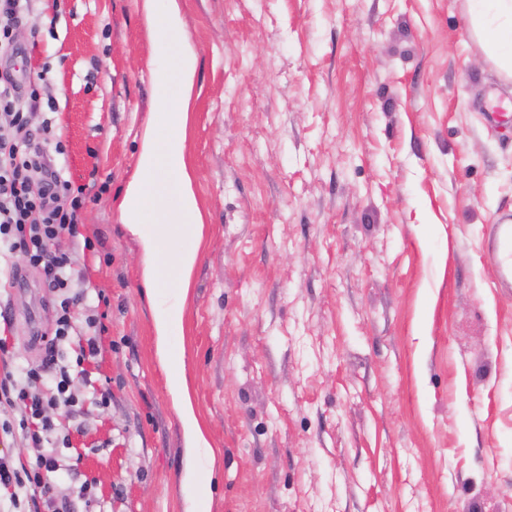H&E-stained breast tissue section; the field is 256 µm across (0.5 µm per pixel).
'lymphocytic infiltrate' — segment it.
<instances>
[{"label": "lymphocytic infiltrate", "mask_w": 512, "mask_h": 512, "mask_svg": "<svg viewBox=\"0 0 512 512\" xmlns=\"http://www.w3.org/2000/svg\"><path fill=\"white\" fill-rule=\"evenodd\" d=\"M36 93H23L12 72L0 74V262L21 256L40 269L46 288L61 294L55 329L47 342V356L40 367H19L0 373V430L20 429L39 453L22 468L0 458V487L10 488L0 498V512H70V504L53 495V480L67 465L59 451L60 423L56 409L70 421L81 422L82 401L71 390L70 367L60 364L61 345L75 344L76 365L97 359L100 334L80 333L72 307L73 261L52 247L62 236L82 238L85 251H95L91 238L80 235L85 205L82 189L59 171L49 170L41 144L33 141L27 114L35 110Z\"/></svg>", "instance_id": "obj_1"}]
</instances>
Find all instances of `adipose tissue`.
<instances>
[{
  "label": "adipose tissue",
  "mask_w": 512,
  "mask_h": 512,
  "mask_svg": "<svg viewBox=\"0 0 512 512\" xmlns=\"http://www.w3.org/2000/svg\"><path fill=\"white\" fill-rule=\"evenodd\" d=\"M473 32L499 72L512 77V0H466ZM146 21L155 42H182L184 29L174 5L158 8L155 0L145 2ZM197 56L184 46L175 62L153 66L156 94V122L144 134L136 171L120 203V216L142 246L147 262L146 287H165L156 270L164 264L180 289L189 286L197 259L196 251L173 248L174 239L201 237L203 220L192 188L186 160V128L189 92L196 71ZM179 83L178 95H171L172 83ZM182 300L174 298L155 305L153 320L157 354L163 364L174 360L171 338L182 321Z\"/></svg>",
  "instance_id": "ef3b65f1"
}]
</instances>
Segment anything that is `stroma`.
I'll use <instances>...</instances> for the list:
<instances>
[{
  "instance_id": "stroma-1",
  "label": "stroma",
  "mask_w": 512,
  "mask_h": 512,
  "mask_svg": "<svg viewBox=\"0 0 512 512\" xmlns=\"http://www.w3.org/2000/svg\"><path fill=\"white\" fill-rule=\"evenodd\" d=\"M144 0H34L8 66L83 186L77 325L108 301L85 430L54 480L74 512H512V288L483 240L512 212V81L465 0H176L198 57L186 151L205 224L172 338L209 442L184 446L155 291L118 203L154 121ZM63 154H55V146ZM57 293L0 273L15 364L41 365ZM92 481L90 500L78 499Z\"/></svg>"
}]
</instances>
